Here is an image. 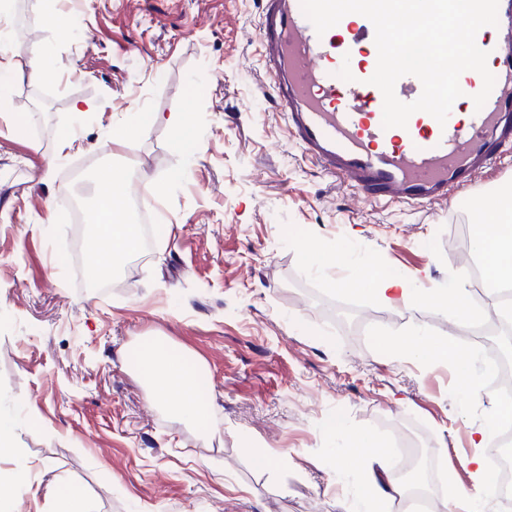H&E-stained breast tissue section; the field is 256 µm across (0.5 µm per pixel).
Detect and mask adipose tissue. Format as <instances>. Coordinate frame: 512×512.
Listing matches in <instances>:
<instances>
[{
	"instance_id": "1",
	"label": "adipose tissue",
	"mask_w": 512,
	"mask_h": 512,
	"mask_svg": "<svg viewBox=\"0 0 512 512\" xmlns=\"http://www.w3.org/2000/svg\"><path fill=\"white\" fill-rule=\"evenodd\" d=\"M130 184L128 173L117 167L102 169L96 178L94 226L86 243L93 257L90 267L93 278L112 275L137 248V230L127 213ZM486 219L490 230L476 237L475 245L479 256L485 259L488 275L494 283L486 293L492 301L497 295L496 284L512 281V212L494 209L487 212ZM374 293L386 305L399 302L435 309L448 307L460 315L469 314L472 307V296L466 289H423L409 279L387 275L377 276ZM387 340L392 350L424 363L439 362L458 368L464 364L458 350L445 343L423 342L395 331L389 332ZM138 369L159 404L175 414L203 421L206 408L197 400L203 373L200 363L174 354L164 346L149 347L142 351ZM492 435V428L477 430L471 453L462 459L470 487L449 501L448 512H497L492 474L482 453ZM366 457L363 481L352 512H377L383 502L402 494L401 473L393 453L373 447Z\"/></svg>"
}]
</instances>
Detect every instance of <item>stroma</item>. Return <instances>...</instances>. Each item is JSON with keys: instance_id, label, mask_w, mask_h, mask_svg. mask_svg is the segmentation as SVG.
<instances>
[{"instance_id": "1", "label": "stroma", "mask_w": 512, "mask_h": 512, "mask_svg": "<svg viewBox=\"0 0 512 512\" xmlns=\"http://www.w3.org/2000/svg\"><path fill=\"white\" fill-rule=\"evenodd\" d=\"M263 0H13L6 49L10 106L0 112V415L25 471L12 512H348L357 474L338 457L376 435H413L438 483L434 512L469 481L460 461L499 399L470 395L446 365L392 357L390 329L466 348L485 375L486 317L381 303L345 282L382 268L423 287L471 288L481 203L512 206V148L450 203L376 204L302 154L264 64ZM50 56L51 79L24 70ZM77 102L92 103L75 112ZM182 112L194 140L174 142L161 115ZM156 121H147V114ZM141 129L123 144L112 130ZM77 139L68 150L64 141ZM130 166L161 232L108 281L90 279L91 176ZM343 247L305 263L302 244ZM163 340L205 366L206 421L156 405L137 370ZM270 465L258 469L255 455Z\"/></svg>"}]
</instances>
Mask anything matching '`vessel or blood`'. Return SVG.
Here are the masks:
<instances>
[{
  "label": "vessel or blood",
  "instance_id": "vessel-or-blood-1",
  "mask_svg": "<svg viewBox=\"0 0 512 512\" xmlns=\"http://www.w3.org/2000/svg\"><path fill=\"white\" fill-rule=\"evenodd\" d=\"M374 37L362 15L348 14L320 35L301 0H265L260 41L294 141L374 202H448L471 193L477 173L512 147V0H499L494 32L476 35L496 83L463 121L442 125L419 111L406 127L384 128L383 95L369 82L377 61L361 57Z\"/></svg>",
  "mask_w": 512,
  "mask_h": 512
}]
</instances>
